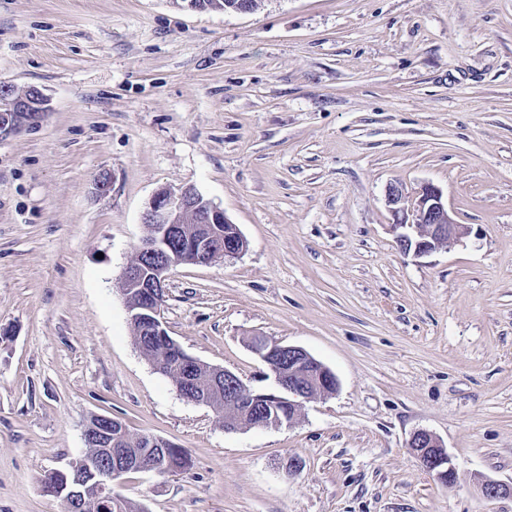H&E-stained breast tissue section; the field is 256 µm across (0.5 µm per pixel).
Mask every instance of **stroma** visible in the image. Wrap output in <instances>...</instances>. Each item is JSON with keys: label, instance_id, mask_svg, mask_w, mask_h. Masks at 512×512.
Listing matches in <instances>:
<instances>
[{"label": "stroma", "instance_id": "obj_1", "mask_svg": "<svg viewBox=\"0 0 512 512\" xmlns=\"http://www.w3.org/2000/svg\"><path fill=\"white\" fill-rule=\"evenodd\" d=\"M1 83L47 115L0 141V512H61L94 414L187 452L115 485L147 512H512V0H0ZM392 183L468 234L403 253ZM189 186L248 246L170 270L166 329L255 388V337L304 348L338 388L290 425L225 431L135 342L143 212ZM410 447L423 466L434 472L441 482L446 483L448 475L454 474L452 459L446 448L428 431H418L411 438Z\"/></svg>", "mask_w": 512, "mask_h": 512}]
</instances>
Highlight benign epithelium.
<instances>
[{
  "instance_id": "1",
  "label": "benign epithelium",
  "mask_w": 512,
  "mask_h": 512,
  "mask_svg": "<svg viewBox=\"0 0 512 512\" xmlns=\"http://www.w3.org/2000/svg\"><path fill=\"white\" fill-rule=\"evenodd\" d=\"M46 102L43 92L35 86L20 93L3 89L0 139L39 125L46 116ZM386 198L394 220L391 228L404 253L425 256L469 233L468 227L452 219L441 190L431 184L422 186L414 199L401 185L392 184L386 190ZM143 224L146 234L122 277L130 325L137 336H160L179 349L180 365L200 366L202 361L188 354L167 333L161 317L160 293L165 291L173 267L236 258L246 250L247 240L222 209L191 187L158 190L144 211ZM252 349L273 374L275 388L257 390L234 372L211 367L213 375L224 378V385L235 388L232 393L224 391V430L287 426L300 407L296 398L311 399L318 392L325 395L335 391L334 374L303 348L257 337ZM285 407L286 419L280 416ZM95 418V424L84 428L86 447L96 449L85 457L84 469L54 470L44 480L46 492L61 499L63 512H92L94 504L87 498V487L92 485L113 497L114 482L129 470L172 473L165 459L174 443L146 434L138 437L140 448L133 451L125 447L128 434L122 422L102 414ZM410 447L428 471L447 482L448 475L454 472L452 459L433 434L424 430L414 433ZM481 488L489 498L512 496L511 483L486 480Z\"/></svg>"
}]
</instances>
